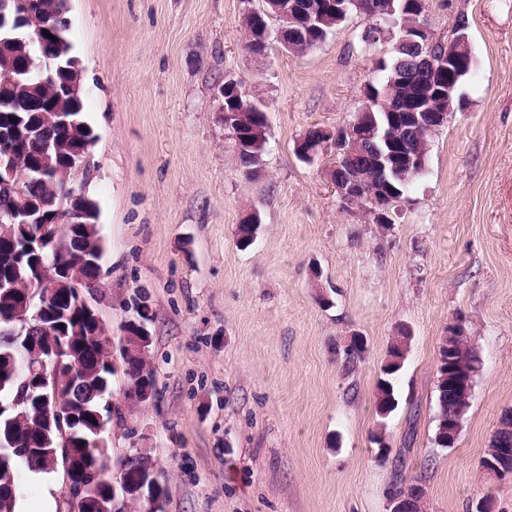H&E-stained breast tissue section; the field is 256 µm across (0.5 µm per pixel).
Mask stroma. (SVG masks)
I'll list each match as a JSON object with an SVG mask.
<instances>
[{"label":"stroma","mask_w":512,"mask_h":512,"mask_svg":"<svg viewBox=\"0 0 512 512\" xmlns=\"http://www.w3.org/2000/svg\"><path fill=\"white\" fill-rule=\"evenodd\" d=\"M84 113L97 140L86 189L103 245L95 306L112 342L148 299L156 394L130 402L121 355L106 401L108 479L141 453L164 512H387L396 480L425 512H512V482L481 466L512 412V0H427L449 40L466 22L475 63L464 100L430 142L424 174L390 223L343 209L332 147L296 146L344 126L384 73L392 41L364 48L351 15L295 56L246 50L249 0H67ZM260 100L268 143L241 166L216 84ZM257 221L249 246L238 228ZM460 323L480 362L454 447L434 443L438 351ZM411 336L375 459L376 384ZM361 359L347 363L351 336Z\"/></svg>","instance_id":"1"}]
</instances>
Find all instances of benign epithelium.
Masks as SVG:
<instances>
[{
	"label": "benign epithelium",
	"mask_w": 512,
	"mask_h": 512,
	"mask_svg": "<svg viewBox=\"0 0 512 512\" xmlns=\"http://www.w3.org/2000/svg\"><path fill=\"white\" fill-rule=\"evenodd\" d=\"M13 4L12 19H7L0 2V31L7 25L14 27L34 28L40 33L44 25L40 13L36 11L37 0H11ZM336 0H260L259 7L248 11L250 15H265L270 19L288 21V26L280 25L276 30L277 38L287 45L289 37L300 38L316 48L325 42L324 28L336 21ZM397 26L393 11L386 14L367 16L364 31H373V37L379 41L387 39L388 34ZM444 41L434 37L424 26L410 29L400 28V36L393 50L400 52L407 46L414 49L413 62L421 69L439 71L448 75V89L435 90L422 86L416 95V109L411 112L384 113L387 128H397L404 132L398 138H392L385 129L378 126L372 112L357 111L346 126L330 131L315 128L306 133L297 145L302 156L310 160L320 149L331 146L336 150L337 162L348 166L351 175L344 181L334 183L342 207L347 210L365 209L370 211L372 219L377 224L388 223V213L397 200L389 196L382 187L368 189L363 186L359 177V169L367 165L378 169L381 181H390L389 174H399L403 177L419 176L426 167V159L413 150L407 133L411 131L435 132L448 123L450 109L448 99L455 88V80L459 73L472 66L473 57L466 24L461 22L455 28L448 47L438 50L437 45ZM364 141L372 145V151L364 154H353L346 147L345 138ZM18 134L15 132L0 134V188H7L22 193V187L27 180L43 174L44 168L20 169L13 163L17 153ZM88 157L77 156L70 161L71 185L65 194L66 200L59 203L55 212L48 216L36 207L29 205L16 212L18 224V239L13 241L14 254L23 256L34 255L38 258L35 276L32 278L28 295L19 302L13 312L14 332L17 339L29 343L30 318H38L49 306L54 304L55 289L62 283H69L74 290L84 288L93 293V285L84 279L74 278L73 265L86 264L101 268L103 251L100 249H70L74 260L70 264L49 258L50 249L61 242L72 240V231L78 224L88 223V210L84 204L87 199L84 173L87 170ZM39 225L38 230H31V225ZM77 306L83 316L96 324V332L106 336L103 324L93 304L85 297L77 296ZM151 321V310L142 304L136 318L126 322L125 327L135 331L137 338L131 339L128 334L120 338V350L123 359L131 356L148 357L150 334L147 323ZM57 324L46 322L42 329L46 336L42 337V348L36 351L40 356V383L42 395L41 422L42 440L56 444V448H65L72 428L79 422L75 406L64 405L67 398L65 386L57 382L60 372H69L75 366L74 351L69 342L62 336L51 335V329ZM475 371L461 369L454 376L455 384L464 396H472ZM462 419L459 415L448 412L447 428L443 436L448 447H453L460 435ZM502 447L493 450L495 458L485 462V470L490 476L499 479L512 480V414L501 417L495 429ZM38 458L45 469H55L58 460H63L66 473H72L74 466L72 457L65 454L57 457L55 448L39 450ZM138 475L134 479L120 476L119 484L115 485L106 480L103 462L84 471L78 483H69L73 512H114L117 505L127 506L130 503L145 501L149 504L148 512H158L161 501L149 494L148 486L154 485L156 477L152 464L144 459L138 462ZM415 502L418 508L403 502V498L389 495V512H424L425 496L421 488L414 490Z\"/></svg>",
	"instance_id": "7a95c632"
}]
</instances>
